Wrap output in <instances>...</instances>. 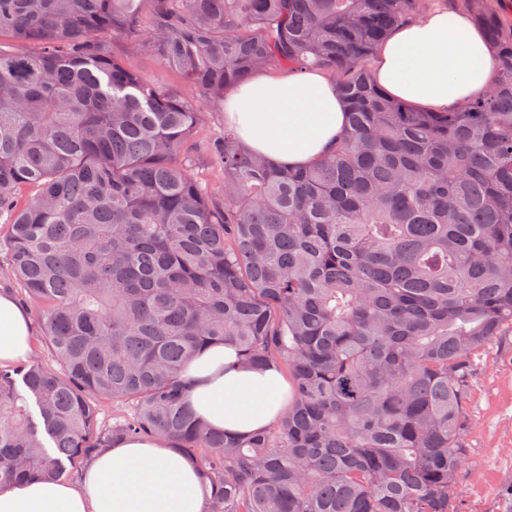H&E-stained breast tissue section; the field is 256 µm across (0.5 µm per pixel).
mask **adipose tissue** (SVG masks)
Returning a JSON list of instances; mask_svg holds the SVG:
<instances>
[{"instance_id": "1", "label": "adipose tissue", "mask_w": 512, "mask_h": 512, "mask_svg": "<svg viewBox=\"0 0 512 512\" xmlns=\"http://www.w3.org/2000/svg\"><path fill=\"white\" fill-rule=\"evenodd\" d=\"M494 59L464 14L433 9L395 29L381 45L376 81L421 111L447 112L485 94ZM332 78L319 71L261 72L224 99V120L246 147L273 166L319 160L345 126ZM28 312L0 293V366L32 350ZM187 401L211 427L245 437L285 410L289 384L276 367H246L234 347L217 344L187 365ZM205 487L195 464L154 438L123 441L88 463L78 482L34 481L0 490V512H202Z\"/></svg>"}]
</instances>
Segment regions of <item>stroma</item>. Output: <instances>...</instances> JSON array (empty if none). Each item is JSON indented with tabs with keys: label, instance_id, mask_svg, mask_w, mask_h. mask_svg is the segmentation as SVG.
Returning a JSON list of instances; mask_svg holds the SVG:
<instances>
[{
	"label": "stroma",
	"instance_id": "obj_1",
	"mask_svg": "<svg viewBox=\"0 0 512 512\" xmlns=\"http://www.w3.org/2000/svg\"><path fill=\"white\" fill-rule=\"evenodd\" d=\"M224 115L207 112L196 136L195 173L213 189L224 174L211 145ZM467 461L457 477L461 512H512V335L477 355L466 400Z\"/></svg>",
	"mask_w": 512,
	"mask_h": 512
}]
</instances>
